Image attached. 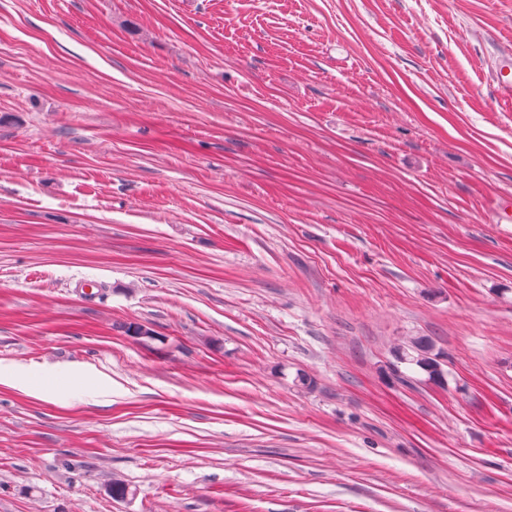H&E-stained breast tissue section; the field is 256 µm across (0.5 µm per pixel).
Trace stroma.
I'll list each match as a JSON object with an SVG mask.
<instances>
[{"mask_svg": "<svg viewBox=\"0 0 512 512\" xmlns=\"http://www.w3.org/2000/svg\"><path fill=\"white\" fill-rule=\"evenodd\" d=\"M507 46L512 0H0V512H512ZM493 80L497 85L499 98L512 100V49H502L499 52L493 72ZM440 355L435 352L434 343L425 337H417L409 348L398 351L401 362L414 365L419 371L427 375L428 380L439 381L442 378Z\"/></svg>", "mask_w": 512, "mask_h": 512, "instance_id": "obj_1", "label": "stroma"}]
</instances>
